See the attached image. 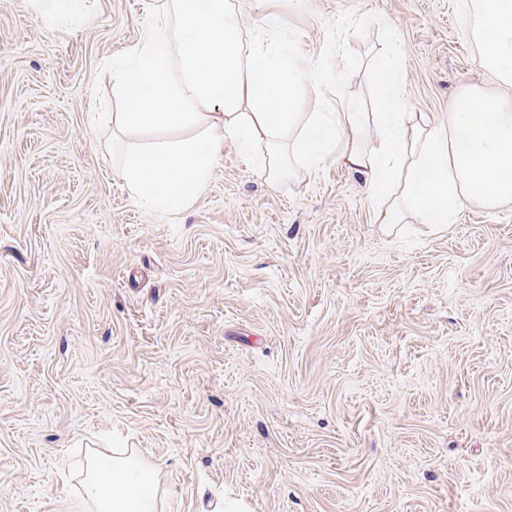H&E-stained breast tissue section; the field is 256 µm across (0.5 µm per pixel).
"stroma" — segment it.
<instances>
[{"mask_svg": "<svg viewBox=\"0 0 512 512\" xmlns=\"http://www.w3.org/2000/svg\"><path fill=\"white\" fill-rule=\"evenodd\" d=\"M470 0H228L312 72L300 112L444 126L479 64ZM161 0L63 27L0 0V512H94L90 455L155 466L154 512H512V206L386 230L336 160L271 180L224 157L148 212L112 130V63Z\"/></svg>", "mask_w": 512, "mask_h": 512, "instance_id": "obj_1", "label": "stroma"}]
</instances>
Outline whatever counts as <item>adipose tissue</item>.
<instances>
[{"label": "adipose tissue", "instance_id": "obj_1", "mask_svg": "<svg viewBox=\"0 0 512 512\" xmlns=\"http://www.w3.org/2000/svg\"><path fill=\"white\" fill-rule=\"evenodd\" d=\"M470 7L482 65L512 83V0H471ZM164 10L174 25L148 28L130 50L129 66L112 72L125 100L112 125L132 138L124 171L138 203L178 212L205 187L225 138L245 148L267 138L258 166L273 178L285 172L276 138L295 123L309 70L298 55L268 48L275 19L248 34L224 0H165ZM398 54L388 41L375 64L380 112L350 104L313 113L293 142L298 159L312 168L337 156L379 199L387 225L442 226L473 202L512 204V103L469 89L447 127H431L400 109ZM209 110L215 120L203 140L136 138L147 129L200 123ZM84 475L96 512H153L157 471L137 457L93 455Z\"/></svg>", "mask_w": 512, "mask_h": 512}]
</instances>
